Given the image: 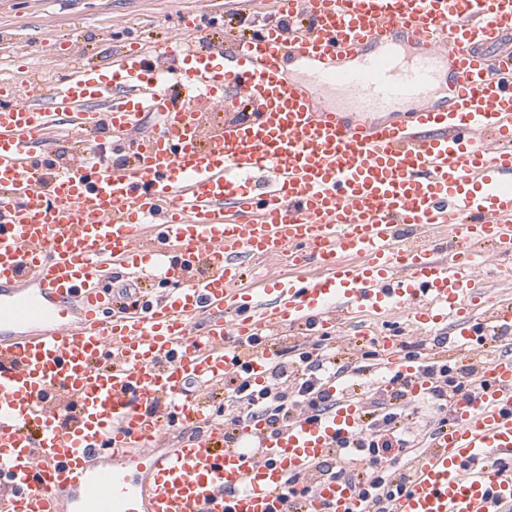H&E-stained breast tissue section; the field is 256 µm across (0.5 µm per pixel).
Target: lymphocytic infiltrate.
Returning <instances> with one entry per match:
<instances>
[{
  "instance_id": "1",
  "label": "lymphocytic infiltrate",
  "mask_w": 512,
  "mask_h": 512,
  "mask_svg": "<svg viewBox=\"0 0 512 512\" xmlns=\"http://www.w3.org/2000/svg\"><path fill=\"white\" fill-rule=\"evenodd\" d=\"M441 339L404 344L408 355L421 358L431 380L427 402L437 414L438 426H447L452 417L449 400L468 390L476 374L473 365L448 363L437 357L444 348ZM336 342L325 335L315 339L311 349L278 347L277 358L267 368L264 383L252 382L247 372L225 378L230 408L215 406V416L224 422L225 438H232L243 422L261 418L271 432H279L301 414L319 415L333 402L326 389L334 370ZM367 420L352 440H340L328 456L317 462L310 473L288 476L285 500L287 512H303L302 501L310 496L319 480L346 478L362 483L374 512H386L385 503L402 490L408 473L395 469L397 459L424 449L426 440L414 427L417 413L408 398L405 384L393 383L383 399H367Z\"/></svg>"
}]
</instances>
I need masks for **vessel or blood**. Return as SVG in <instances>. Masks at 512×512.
<instances>
[{"mask_svg":"<svg viewBox=\"0 0 512 512\" xmlns=\"http://www.w3.org/2000/svg\"><path fill=\"white\" fill-rule=\"evenodd\" d=\"M279 21L231 43L185 22L98 68L0 88V512H284L287 475L359 432L336 404L228 445L196 381L247 364L268 335L330 334L350 315L405 314L453 351L512 334V306L474 319L489 255L512 254V0H275ZM176 60L163 69L159 58ZM288 59L310 64L289 79ZM453 95L436 103L442 70ZM348 109L322 108L316 92ZM210 102L213 112L201 111ZM399 112L387 123L367 112ZM158 121L145 131V115ZM84 137L62 164L61 131ZM132 141L125 161L100 155ZM289 255L318 276L241 288L244 258ZM162 282L105 312L102 278ZM382 339L381 368L430 391ZM451 400L453 421L387 512H512V351ZM180 445L161 449L170 424ZM359 485L319 482L308 512H367Z\"/></svg>","mask_w":512,"mask_h":512,"instance_id":"1","label":"vessel or blood"}]
</instances>
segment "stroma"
Instances as JSON below:
<instances>
[{
  "label": "stroma",
  "mask_w": 512,
  "mask_h": 512,
  "mask_svg": "<svg viewBox=\"0 0 512 512\" xmlns=\"http://www.w3.org/2000/svg\"><path fill=\"white\" fill-rule=\"evenodd\" d=\"M195 14L215 37L249 33L270 21L224 7L222 0H0V58L27 54L34 69L60 78V45L74 44L81 60L99 64L113 47L137 37L160 42L178 35L180 17Z\"/></svg>",
  "instance_id": "obj_1"
}]
</instances>
